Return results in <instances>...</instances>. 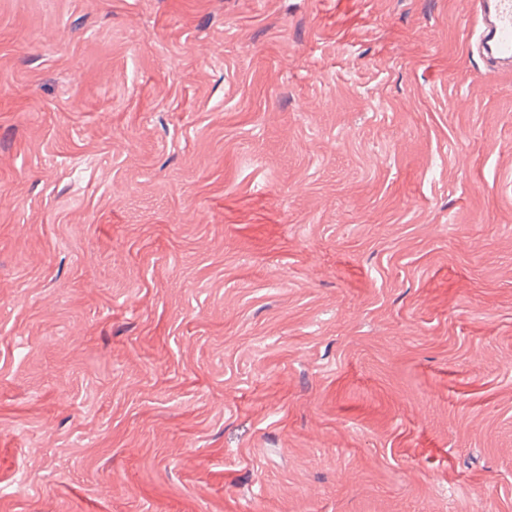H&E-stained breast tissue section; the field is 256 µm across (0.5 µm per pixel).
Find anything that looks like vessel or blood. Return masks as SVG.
I'll return each mask as SVG.
<instances>
[{"label":"vessel or blood","instance_id":"1","mask_svg":"<svg viewBox=\"0 0 512 512\" xmlns=\"http://www.w3.org/2000/svg\"><path fill=\"white\" fill-rule=\"evenodd\" d=\"M475 47L493 65L512 67V0H476Z\"/></svg>","mask_w":512,"mask_h":512}]
</instances>
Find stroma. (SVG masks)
I'll list each match as a JSON object with an SVG mask.
<instances>
[{"mask_svg":"<svg viewBox=\"0 0 512 512\" xmlns=\"http://www.w3.org/2000/svg\"><path fill=\"white\" fill-rule=\"evenodd\" d=\"M475 13L0 0V512H512Z\"/></svg>","mask_w":512,"mask_h":512,"instance_id":"35a3bbf8","label":"stroma"}]
</instances>
